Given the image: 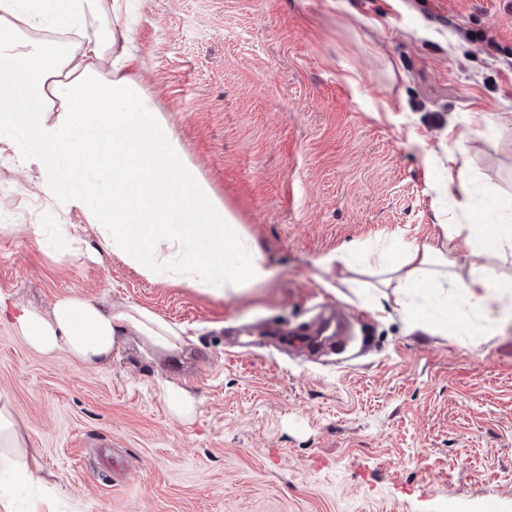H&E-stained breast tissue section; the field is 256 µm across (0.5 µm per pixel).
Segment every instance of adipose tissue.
<instances>
[{
	"instance_id": "obj_1",
	"label": "adipose tissue",
	"mask_w": 512,
	"mask_h": 512,
	"mask_svg": "<svg viewBox=\"0 0 512 512\" xmlns=\"http://www.w3.org/2000/svg\"><path fill=\"white\" fill-rule=\"evenodd\" d=\"M121 17V0H0V131L8 133L0 150L17 167H38L35 193L60 217L83 212L84 225L61 228L70 242L86 225L149 281L240 295L267 277L264 260L140 94ZM461 236L476 257L464 278L448 258ZM511 258V223L442 224L435 243L351 245L323 265L370 271L413 328L433 333L451 323L426 315L417 295L456 300L453 324L463 330L494 307L512 313V280L498 271ZM17 325L38 350L64 349L89 366L129 336L163 354L184 345L180 330L147 308L77 296L59 297L47 315L24 312Z\"/></svg>"
}]
</instances>
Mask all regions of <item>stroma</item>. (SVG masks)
I'll return each mask as SVG.
<instances>
[{"mask_svg": "<svg viewBox=\"0 0 512 512\" xmlns=\"http://www.w3.org/2000/svg\"><path fill=\"white\" fill-rule=\"evenodd\" d=\"M125 11L142 93L269 275L225 300L146 280L92 232L68 250L33 192L38 169L0 158V406L39 454L12 512L40 498L56 512H512V324L426 334L394 301L373 310L375 289L347 287L349 271L321 268L348 243H430L439 220L512 213V0ZM458 136L474 189L463 216L437 185ZM65 295L149 308L187 345L169 357L132 336L96 367L35 350L17 316ZM316 301L361 319V353L337 363L251 343ZM168 383L195 397L191 420L170 411Z\"/></svg>", "mask_w": 512, "mask_h": 512, "instance_id": "obj_1", "label": "stroma"}]
</instances>
